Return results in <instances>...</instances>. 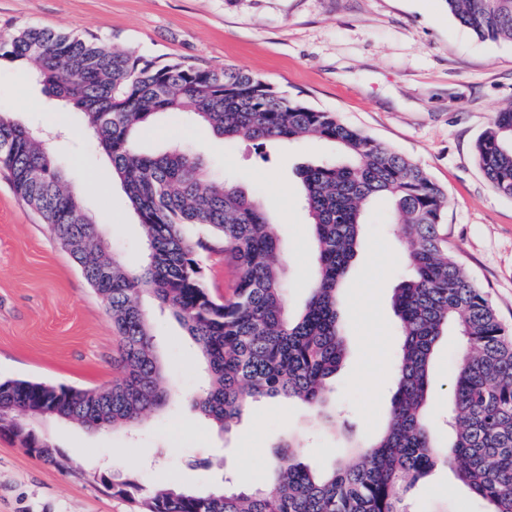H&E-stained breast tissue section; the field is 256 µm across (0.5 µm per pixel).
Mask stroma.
I'll return each instance as SVG.
<instances>
[{"label": "stroma", "instance_id": "1", "mask_svg": "<svg viewBox=\"0 0 512 512\" xmlns=\"http://www.w3.org/2000/svg\"><path fill=\"white\" fill-rule=\"evenodd\" d=\"M27 25L95 35L137 55L240 68L405 155L445 190L448 247L512 329V198L493 188L475 157L494 115L512 109V42L477 37L449 15L445 0H0V34ZM0 110L27 125L64 129L49 140L50 156L114 253L141 260L138 218L121 184L110 182V161L80 115L55 111L15 65L0 67ZM139 144L154 152L180 146L201 158L210 178L260 192L286 258L289 306L303 304L313 253L299 172L336 157L334 144L309 138L260 151L248 138L226 144L165 115L140 133ZM391 211L385 198L369 204L340 291L347 354L333 382L336 405L368 438L381 432L391 404L392 296L406 275L408 241ZM149 314L162 339L166 405L145 413L132 434L32 419L67 457L65 470L0 432V512H138L135 502L105 489L104 478L115 472L147 488L208 489L227 472L239 486L261 485L277 445L291 435L311 468L338 461L337 435L305 406L282 399L262 401L231 434H220L190 407L206 378L194 343L169 315ZM118 345L105 303L0 173V378L108 386L118 375ZM460 356L459 336H442L430 372L431 421L448 414ZM131 448L134 467L126 462ZM412 512H487V505L440 466L414 494Z\"/></svg>", "mask_w": 512, "mask_h": 512}]
</instances>
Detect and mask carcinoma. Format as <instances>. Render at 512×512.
Returning <instances> with one entry per match:
<instances>
[{"label":"carcinoma","instance_id":"1","mask_svg":"<svg viewBox=\"0 0 512 512\" xmlns=\"http://www.w3.org/2000/svg\"><path fill=\"white\" fill-rule=\"evenodd\" d=\"M448 14L481 38L512 41V0H445ZM26 64L43 93L82 116L112 164L145 236V254L127 266L111 254L80 196L66 183L38 133L0 111V170L37 211L105 302L119 338L121 377L77 389L0 379V431L27 448L46 439L19 414L78 422L94 431L132 429L168 398L165 365L148 297L167 310L196 345L208 372L192 408L228 433L252 404L297 400L336 426L332 381L344 353L339 293L357 255L365 208L387 196L392 223L411 242L408 274L395 289L399 346L385 428L373 440L348 430L332 470L299 461L292 436L279 445L275 491L239 487L232 478L209 492L173 485L142 495L134 480L112 481V495L141 497L140 512H410L412 491L447 465L489 512H512V331L485 293L448 253L447 194L428 173L342 122L262 78L134 56L96 36L23 26L0 35V62ZM160 114L183 116L227 143L245 135L262 147L313 137L341 157L301 170L302 202L313 229L315 266L305 304L292 311L282 257L258 195L212 181L200 159L174 147L147 153L138 129ZM477 163L512 197V109L496 113L475 145ZM234 275L230 297L205 284L206 263ZM110 276L99 279L103 270ZM454 326L463 344L453 385L454 439L438 441L426 407L435 346Z\"/></svg>","mask_w":512,"mask_h":512}]
</instances>
